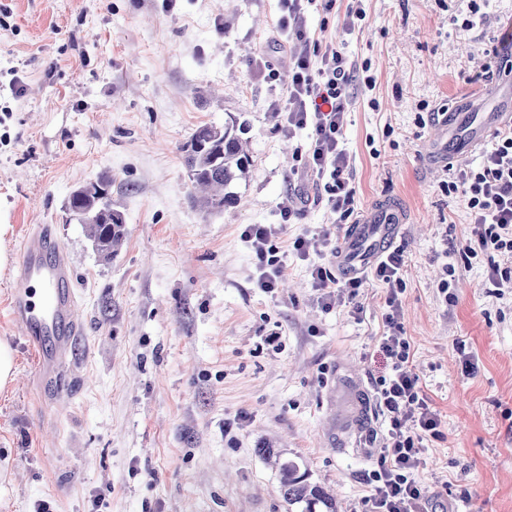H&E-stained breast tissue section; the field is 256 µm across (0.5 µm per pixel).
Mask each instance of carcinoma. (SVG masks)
<instances>
[{
  "label": "carcinoma",
  "mask_w": 512,
  "mask_h": 512,
  "mask_svg": "<svg viewBox=\"0 0 512 512\" xmlns=\"http://www.w3.org/2000/svg\"><path fill=\"white\" fill-rule=\"evenodd\" d=\"M188 176L198 195L197 206L207 212H221L235 203V198L225 192L235 179L245 175L250 157L236 130L204 124L191 135L186 148ZM108 182L89 183L71 194L69 210L72 215L83 217L84 213L103 206H110ZM86 237L97 253L103 257L113 255L125 240V227L121 218L112 219L110 224L83 225ZM266 460L279 467L282 496L290 506L302 507L301 512H337L336 498L322 486L309 481L308 472L300 471L292 461L280 460V454L273 448H261Z\"/></svg>",
  "instance_id": "cac0c4a2"
}]
</instances>
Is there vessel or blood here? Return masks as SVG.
Here are the masks:
<instances>
[{"instance_id": "obj_1", "label": "vessel or blood", "mask_w": 512, "mask_h": 512, "mask_svg": "<svg viewBox=\"0 0 512 512\" xmlns=\"http://www.w3.org/2000/svg\"><path fill=\"white\" fill-rule=\"evenodd\" d=\"M472 146L471 129L463 128L454 113H438L428 158L440 166ZM403 222L393 212L364 215L336 253L338 267L361 272L390 246ZM10 306L14 321L40 351L38 378L60 386L77 334V298L67 255L46 231L29 234L23 242Z\"/></svg>"}]
</instances>
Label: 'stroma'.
<instances>
[{
	"label": "stroma",
	"instance_id": "stroma-1",
	"mask_svg": "<svg viewBox=\"0 0 512 512\" xmlns=\"http://www.w3.org/2000/svg\"><path fill=\"white\" fill-rule=\"evenodd\" d=\"M476 26L466 29L472 4ZM352 34L334 18L321 41L367 62L343 131L359 213L405 219L399 293L411 366L439 413L414 477L442 512H512V288H494L486 255L466 259L473 226L443 184L477 165H425L431 115L512 110V77L481 79L493 40L512 35V0H364ZM280 0H0V339L16 351L0 393V512H288L272 446L333 491L339 512H363L385 443L373 383L389 375L377 350L386 286L365 269L356 304L323 311L298 235L345 230L318 203L314 175L290 168L306 133L287 136L290 51L279 44ZM269 63L280 78L256 70ZM236 125L251 165L228 190L234 205L193 203L185 146L197 126ZM111 182L126 239L99 257L68 211L74 189ZM282 225L279 288H256L249 224ZM48 228L69 257L82 332L67 389H42L36 351L10 318L21 240ZM453 269V298L439 285ZM281 334L268 346L269 330ZM359 382L350 395L344 375ZM368 414L358 434L342 418Z\"/></svg>",
	"mask_w": 512,
	"mask_h": 512
}]
</instances>
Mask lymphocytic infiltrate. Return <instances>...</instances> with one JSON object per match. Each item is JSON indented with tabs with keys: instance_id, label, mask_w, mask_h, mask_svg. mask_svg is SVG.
Instances as JSON below:
<instances>
[{
	"instance_id": "f902f5d3",
	"label": "lymphocytic infiltrate",
	"mask_w": 512,
	"mask_h": 512,
	"mask_svg": "<svg viewBox=\"0 0 512 512\" xmlns=\"http://www.w3.org/2000/svg\"><path fill=\"white\" fill-rule=\"evenodd\" d=\"M281 4V44L290 48L293 59L283 107L284 128L291 136L307 131V149L296 153L295 159L316 175L322 201L344 222L355 212L356 190L341 137L354 87L371 88L373 79L359 77L356 61L311 33L309 6H317L328 16L335 10L336 0H281ZM445 189L461 192L475 226L474 242L465 246V255L474 258L482 252H496L503 263L491 267L489 279L494 287L512 288V127L497 131L478 166L459 169ZM242 238L255 258L257 288L273 291L283 274L275 226L247 225ZM403 267L404 255L399 249L385 252L375 266L377 278L389 287L385 297L389 332L379 338L377 347L390 359L391 373L374 384L376 406L389 429L364 499L368 512H429V499L413 473L421 463L422 442L425 436L437 435L440 419L422 396L419 377L410 368V343L399 322L398 287ZM310 274L317 301L325 310L333 309L337 293L352 300L361 286L359 276L337 275L321 265L312 266Z\"/></svg>"
}]
</instances>
